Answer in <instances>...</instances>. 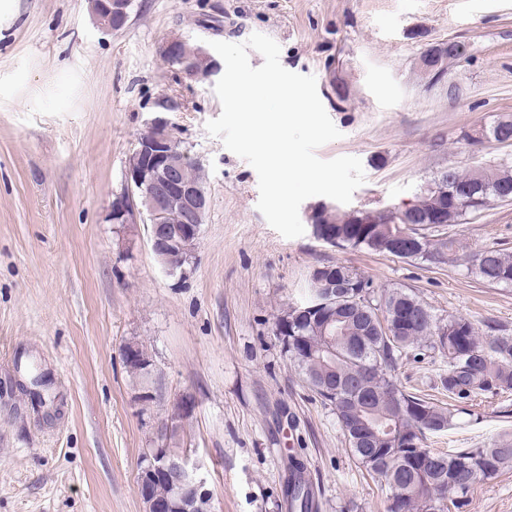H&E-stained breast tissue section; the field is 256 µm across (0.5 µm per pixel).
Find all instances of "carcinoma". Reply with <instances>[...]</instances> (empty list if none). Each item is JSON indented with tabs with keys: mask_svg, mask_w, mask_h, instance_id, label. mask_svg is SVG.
Listing matches in <instances>:
<instances>
[{
	"mask_svg": "<svg viewBox=\"0 0 512 512\" xmlns=\"http://www.w3.org/2000/svg\"><path fill=\"white\" fill-rule=\"evenodd\" d=\"M512 139V120L465 134L469 141L487 136ZM462 187H475L476 199L448 208V224L420 226L423 217L443 206L432 191L399 211L391 224H356L347 211L319 215L312 234L340 249L391 253L390 246L423 241L421 253L405 255L452 263L459 249L447 233L471 213L503 193L512 195V166L463 173L450 167L436 176ZM344 283L333 303L320 297L309 281L304 299L288 306L275 326L279 338L309 387L333 407L351 453L389 490L388 512H463L468 494L481 481L512 467V441L493 438L478 448L438 453L428 436L453 426L454 409L407 393L393 373L406 349L426 347L440 355V375L448 400L471 403L488 393H512V336H481L466 318H437L417 296L403 289L379 292L350 266H326ZM468 273L489 286H512V253L487 248L471 260ZM289 512H313L314 500L304 466L289 463L285 487Z\"/></svg>",
	"mask_w": 512,
	"mask_h": 512,
	"instance_id": "1",
	"label": "carcinoma"
}]
</instances>
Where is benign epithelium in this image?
Returning <instances> with one entry per match:
<instances>
[{
	"instance_id": "obj_1",
	"label": "benign epithelium",
	"mask_w": 512,
	"mask_h": 512,
	"mask_svg": "<svg viewBox=\"0 0 512 512\" xmlns=\"http://www.w3.org/2000/svg\"><path fill=\"white\" fill-rule=\"evenodd\" d=\"M90 11L105 29L121 28L129 17V0H89ZM445 43L428 46L419 58L422 70L433 78L443 77ZM166 61L191 80L209 79L224 69V64L206 48L180 35L170 37L164 45ZM188 154L169 132L166 117L155 115L139 135L127 162L126 191L112 200L109 218L125 224L137 219L150 221V244L156 262L169 275L184 276L193 264L207 210L205 189L183 177ZM174 212L181 223L169 224L165 217ZM355 223L378 224L380 217L394 209H353ZM129 368L142 375L150 374L152 360L134 342L123 351ZM195 410V399L182 393L174 399L171 413L158 419L154 433L158 447L141 457L138 489L146 512H215L212 498L203 482L190 472L187 455L173 448L182 429Z\"/></svg>"
}]
</instances>
